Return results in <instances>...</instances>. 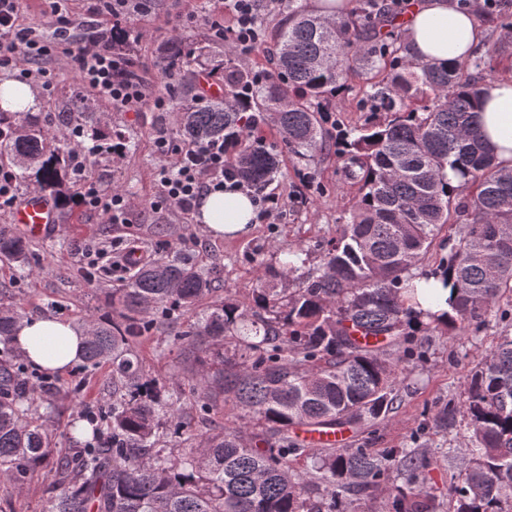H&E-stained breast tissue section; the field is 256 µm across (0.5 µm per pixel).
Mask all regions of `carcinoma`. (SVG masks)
Returning <instances> with one entry per match:
<instances>
[{"mask_svg":"<svg viewBox=\"0 0 512 512\" xmlns=\"http://www.w3.org/2000/svg\"><path fill=\"white\" fill-rule=\"evenodd\" d=\"M347 2L330 20L288 0L266 77L253 79L230 50L213 61L221 99L195 93L188 81L192 67L209 59L207 46L175 35L162 60L184 142L239 141L235 170L264 184L277 172V157L248 134L259 115L271 113L301 159L336 140L344 177L356 188L321 267L305 273L302 251L288 253L286 270L302 279L292 295L257 288L256 311L227 300L175 329L184 370L201 368V409L240 411L261 428L257 441H244L239 429L197 434L180 423L172 444L159 434L161 420L182 413L174 407L179 392L144 378L134 341L214 292L213 278L165 255L112 289L118 320L89 334L86 362L112 365V406L101 411L106 430L93 429L68 455L51 447L45 425L32 417L31 380L12 344L23 312L0 308L1 483L20 487L51 459L46 512H90L91 503L95 512H355L356 502L376 494L392 512H436L427 490L430 462L418 452L320 448L312 466L298 471L291 461L309 449L288 439V429L353 427L388 416L399 394L386 348L411 336L464 335L473 323L503 318L497 301L512 294V163L488 145L476 109L505 79L493 60L507 62L512 75V9L494 4L490 21L503 35L443 66L415 58L390 7ZM362 62L370 76L358 106L373 117L332 130L324 113L360 76ZM87 111L81 95L46 119L0 110V164L8 162L19 181L33 176L59 190L73 156L48 127L91 131V152L112 140V131L82 123ZM443 227L448 254L439 270L413 273ZM28 256V241L0 224V260L23 268ZM433 275L450 288L440 318L417 299L416 282ZM458 415L467 420L471 448L448 485L454 512H512V336L501 337L470 372L459 405L437 410L433 429L448 430Z\"/></svg>","mask_w":512,"mask_h":512,"instance_id":"carcinoma-1","label":"carcinoma"}]
</instances>
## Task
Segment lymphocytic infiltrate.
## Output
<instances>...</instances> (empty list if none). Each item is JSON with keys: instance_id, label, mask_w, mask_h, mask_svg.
Masks as SVG:
<instances>
[{"instance_id": "f902f5d3", "label": "lymphocytic infiltrate", "mask_w": 512, "mask_h": 512, "mask_svg": "<svg viewBox=\"0 0 512 512\" xmlns=\"http://www.w3.org/2000/svg\"><path fill=\"white\" fill-rule=\"evenodd\" d=\"M26 0H0V68L19 69L22 78L36 76L33 62L57 53L65 55L79 74L89 96L112 103L125 112L140 111L146 104L167 110L165 98H150L143 78L132 68L125 54L112 51L113 33L119 32L126 43L139 42L138 29L124 21L135 8L136 0H110L108 13L112 25L97 28L78 43L61 42L50 46L35 37L24 24ZM224 21H213L218 38L230 41L241 53H249L261 38L258 22V0H224ZM155 149L163 161L160 169V193L151 207L154 212L191 213L204 192L220 188H247L230 163L237 144L220 138L200 144H185L158 134ZM250 189V188H247ZM259 207L258 219L266 224L278 218L285 209L283 197L263 187L250 189ZM80 206L97 213L104 223L125 224L134 205L119 192L104 193L88 186L79 199Z\"/></svg>"}]
</instances>
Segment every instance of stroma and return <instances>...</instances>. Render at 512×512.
<instances>
[{"label": "stroma", "instance_id": "stroma-1", "mask_svg": "<svg viewBox=\"0 0 512 512\" xmlns=\"http://www.w3.org/2000/svg\"><path fill=\"white\" fill-rule=\"evenodd\" d=\"M219 7L218 0H149L147 10L131 14L130 21L139 27L143 38L130 56L151 94L163 92L160 57L164 42L176 33L192 39L210 36ZM287 14V9L274 0H260L263 41L249 55L237 57L239 66L252 72L269 71L262 50L271 45ZM43 68L45 78L30 80L29 85L36 93L39 111L50 112L80 90L81 84L74 69L57 58L46 60ZM92 110L98 125L125 134L127 156L117 167L106 157H97L88 163L84 181H67L70 204L57 208V222L46 238L29 243L30 273H20L0 262V304L18 306L30 315L58 316L77 326L115 318L105 297L119 286L122 275L102 273L89 279L77 254L81 244L133 243L150 259L172 251L183 253L198 271L215 276L220 285L218 291L199 301L196 311L227 298L240 308H252L253 290L260 286L281 293L295 290L297 280L281 274L289 252L301 251L307 270L322 264L328 240L339 234L342 211L352 203L349 189L343 186L335 146L300 160L289 153L274 125L254 129L252 139L278 154L279 169L270 186L283 196L286 210L279 223H256L248 234L215 237L196 218L188 219L175 211L157 213L149 205L159 191L157 172L161 166L154 139L161 132L177 137L179 112L153 108L121 112L105 103L93 104ZM89 185L133 197L139 208L129 223L105 224L80 207L76 198ZM506 335L512 336V323L493 320L463 336L422 338L421 353L402 362L397 409L386 418L353 428L350 447L379 452L414 449L425 455L431 462L429 476L437 512H452L448 484L470 445L466 423L457 419L447 432L438 433L430 420L441 406L461 401L470 371ZM136 349L148 377L165 383L176 374L180 346L170 324H158L150 335L137 340ZM34 396L53 448L67 452L73 446V425L91 427L90 412L111 401V367L103 364L91 368L80 363L70 372L55 375L37 388ZM50 483L51 468L44 465L29 476L23 488L0 484V512H46Z\"/></svg>", "mask_w": 512, "mask_h": 512}]
</instances>
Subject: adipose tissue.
<instances>
[{"label": "adipose tissue", "mask_w": 512, "mask_h": 512, "mask_svg": "<svg viewBox=\"0 0 512 512\" xmlns=\"http://www.w3.org/2000/svg\"><path fill=\"white\" fill-rule=\"evenodd\" d=\"M403 28L417 58L436 64L466 58L481 38L475 9L458 10L454 0H417ZM478 121L485 136L498 146L500 158L512 159V82L501 83L482 102ZM229 200L235 203L234 220L215 221V211ZM252 212L248 195L236 190L211 191L200 200L198 218L211 235L220 237L247 233ZM86 340L85 330L69 321L33 315L20 321L13 343L28 364L50 374H64L80 363Z\"/></svg>", "instance_id": "obj_1"}]
</instances>
